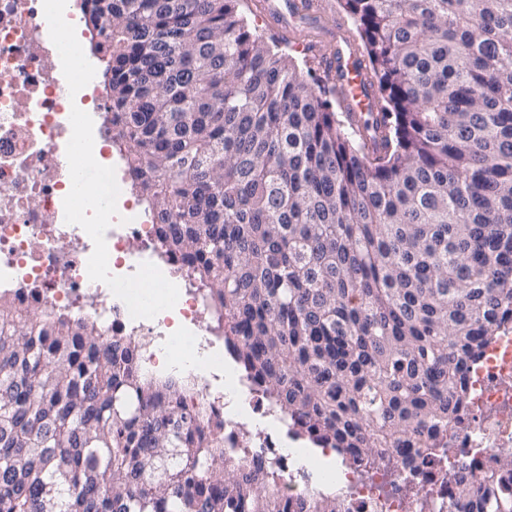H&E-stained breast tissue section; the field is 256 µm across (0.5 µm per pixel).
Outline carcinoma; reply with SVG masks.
<instances>
[{
    "label": "carcinoma",
    "instance_id": "cac0c4a2",
    "mask_svg": "<svg viewBox=\"0 0 512 512\" xmlns=\"http://www.w3.org/2000/svg\"><path fill=\"white\" fill-rule=\"evenodd\" d=\"M112 142L290 431L434 469L512 320V0H338L379 112L308 82L244 0H84ZM185 381L92 317L0 293V512H347L245 466ZM512 451L448 512H512Z\"/></svg>",
    "mask_w": 512,
    "mask_h": 512
}]
</instances>
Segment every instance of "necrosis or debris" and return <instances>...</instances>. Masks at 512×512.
Listing matches in <instances>:
<instances>
[{
	"label": "necrosis or debris",
	"mask_w": 512,
	"mask_h": 512,
	"mask_svg": "<svg viewBox=\"0 0 512 512\" xmlns=\"http://www.w3.org/2000/svg\"><path fill=\"white\" fill-rule=\"evenodd\" d=\"M103 100L94 82L70 95L43 0H0V289L22 308L55 306L98 319L106 335L139 343V364L150 374L167 369V349L175 341L169 329L181 320L183 332L192 336V361L181 371L192 378L196 398L209 414L223 419L225 447L246 448L274 462L283 484L295 487L308 473L297 468L280 427L247 430L253 416H273V409L256 392L236 408L227 398L248 383L236 367L214 360L224 338L219 323L205 318L203 288L180 256L161 247L148 211L129 196L128 166L123 155L112 152ZM75 106L92 117L94 157L114 167L121 190L118 216L105 234L110 272L127 276L150 262L179 288L176 306L155 318H131L106 284L89 278L90 237L65 221L63 200L72 186L66 145ZM466 385V414L449 442L465 454L447 462L467 464L479 480L492 455L512 448L511 321L469 369ZM399 476L417 484L430 512H448L450 479L435 470L404 469ZM390 477L383 469L345 468L342 489L350 512H412L408 500L388 491Z\"/></svg>",
	"instance_id": "obj_1"
}]
</instances>
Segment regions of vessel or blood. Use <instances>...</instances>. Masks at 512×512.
<instances>
[{"label":"vessel or blood","mask_w":512,"mask_h":512,"mask_svg":"<svg viewBox=\"0 0 512 512\" xmlns=\"http://www.w3.org/2000/svg\"><path fill=\"white\" fill-rule=\"evenodd\" d=\"M260 9L280 29L301 18L314 20L326 13L325 0H261ZM319 63L349 111L363 115L376 109L377 90L364 60L351 40L333 30L321 39Z\"/></svg>","instance_id":"1"}]
</instances>
